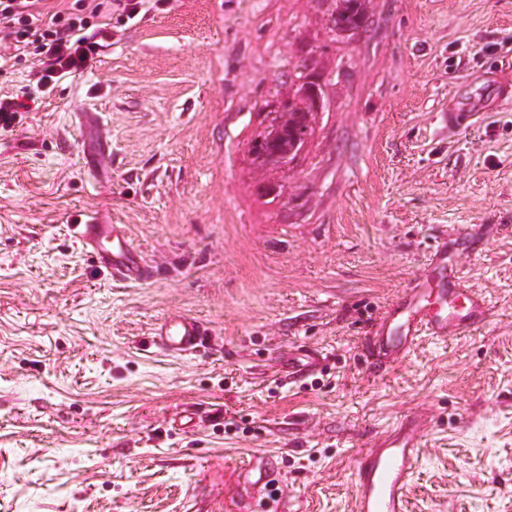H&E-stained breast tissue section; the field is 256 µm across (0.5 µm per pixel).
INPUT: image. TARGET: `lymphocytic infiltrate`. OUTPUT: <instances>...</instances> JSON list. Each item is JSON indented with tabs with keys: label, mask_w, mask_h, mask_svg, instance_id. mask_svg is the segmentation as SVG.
I'll use <instances>...</instances> for the list:
<instances>
[{
	"label": "lymphocytic infiltrate",
	"mask_w": 512,
	"mask_h": 512,
	"mask_svg": "<svg viewBox=\"0 0 512 512\" xmlns=\"http://www.w3.org/2000/svg\"><path fill=\"white\" fill-rule=\"evenodd\" d=\"M146 0H0V72L32 63L33 90L0 94V129L31 111L64 77L87 71L112 44V23L136 19Z\"/></svg>",
	"instance_id": "lymphocytic-infiltrate-1"
}]
</instances>
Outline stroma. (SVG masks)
<instances>
[{
    "label": "stroma",
    "instance_id": "1",
    "mask_svg": "<svg viewBox=\"0 0 512 512\" xmlns=\"http://www.w3.org/2000/svg\"><path fill=\"white\" fill-rule=\"evenodd\" d=\"M365 6L347 39L332 0H169L0 135V512H253L270 460L288 512H353L408 413L410 512H512V0ZM296 65L322 106L280 170L249 146ZM84 210L149 280L89 257ZM442 241L487 321L371 375L368 328ZM175 315L206 330L178 357ZM69 222L73 237L78 243L90 247L96 261L111 272L112 280L130 284L151 277L152 271L141 262L138 251L118 224H111L95 211L71 216ZM154 335L165 351L181 356L192 352L202 343L205 330L195 318L178 315L162 322Z\"/></svg>",
    "mask_w": 512,
    "mask_h": 512
}]
</instances>
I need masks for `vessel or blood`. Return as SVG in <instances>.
<instances>
[{"mask_svg":"<svg viewBox=\"0 0 512 512\" xmlns=\"http://www.w3.org/2000/svg\"><path fill=\"white\" fill-rule=\"evenodd\" d=\"M69 222L76 241L90 247L114 281L150 278L135 247L105 216L89 211ZM488 312L485 297L468 286L460 266L449 263L446 247L437 246L367 336L363 355L368 369L374 375L384 372L421 337L444 341L467 334L485 322ZM204 335L203 326L186 315L169 318L155 330L160 346L175 356L192 352ZM421 458L422 431L415 416L404 415L357 459L354 512H408L407 491Z\"/></svg>","mask_w":512,"mask_h":512,"instance_id":"obj_1","label":"vessel or blood"}]
</instances>
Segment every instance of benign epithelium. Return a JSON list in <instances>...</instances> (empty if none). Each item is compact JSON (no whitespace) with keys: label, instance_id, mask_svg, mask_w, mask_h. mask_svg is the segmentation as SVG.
<instances>
[{"label":"benign epithelium","instance_id":"benign-epithelium-1","mask_svg":"<svg viewBox=\"0 0 512 512\" xmlns=\"http://www.w3.org/2000/svg\"><path fill=\"white\" fill-rule=\"evenodd\" d=\"M296 86L300 87V90L295 96L281 101L271 100L267 106V123L261 130V134L251 142V156L262 164L280 169H288L297 164L307 148L308 137L305 136L295 140L291 147L283 151L269 149L271 143L283 137L288 109L292 108L297 111L307 112L315 110L319 106L320 91L318 88L309 85L308 79L303 77L297 80Z\"/></svg>","mask_w":512,"mask_h":512}]
</instances>
